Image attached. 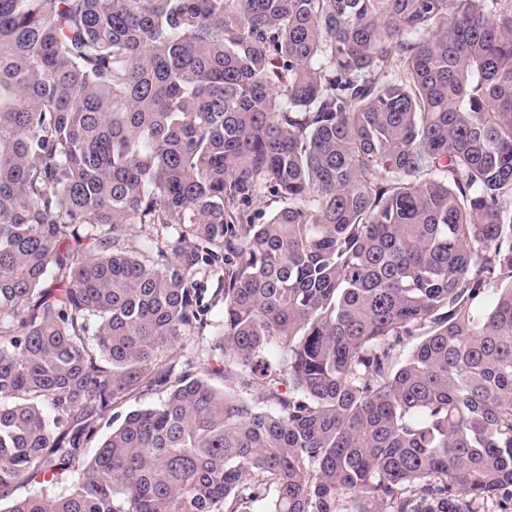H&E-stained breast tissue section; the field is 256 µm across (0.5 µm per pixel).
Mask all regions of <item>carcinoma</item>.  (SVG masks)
Here are the masks:
<instances>
[{"label": "carcinoma", "mask_w": 512, "mask_h": 512, "mask_svg": "<svg viewBox=\"0 0 512 512\" xmlns=\"http://www.w3.org/2000/svg\"><path fill=\"white\" fill-rule=\"evenodd\" d=\"M3 501L512 504V0H0Z\"/></svg>", "instance_id": "1"}]
</instances>
